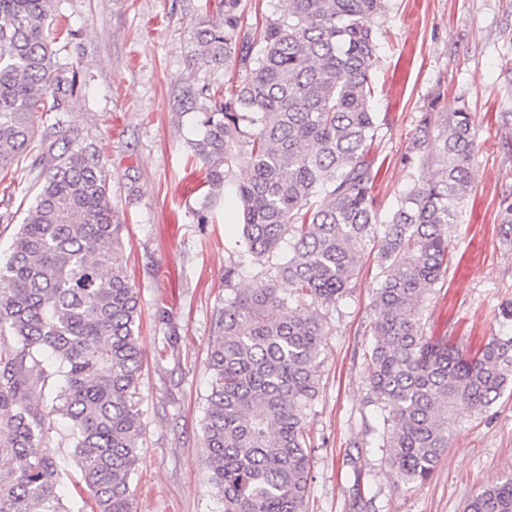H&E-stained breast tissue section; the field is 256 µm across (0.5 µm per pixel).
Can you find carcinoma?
<instances>
[{
  "instance_id": "carcinoma-1",
  "label": "carcinoma",
  "mask_w": 512,
  "mask_h": 512,
  "mask_svg": "<svg viewBox=\"0 0 512 512\" xmlns=\"http://www.w3.org/2000/svg\"><path fill=\"white\" fill-rule=\"evenodd\" d=\"M241 2L220 0L219 20L195 33L197 60L233 62L238 77L220 96L201 89L194 152L210 164L213 188L223 166L250 170L237 189L246 261L224 266L208 359L210 482L224 512H305L319 309L347 293L372 250L369 403L384 412L380 447L398 478L423 483L448 448L457 408L484 411L512 384L511 332L470 357L422 324L448 271V225L471 190L469 112H446L432 96L403 156L416 176L382 220L368 153L383 126L372 71L387 0H277L256 38L242 32ZM52 21V0H0V171L32 150L34 114L65 111L77 90L48 39ZM109 191L95 154L68 149L0 260V512H72L52 452L63 443L94 512H133L145 431L140 304ZM247 269L253 285L239 288ZM58 417L71 424L63 443ZM464 512H512V473L483 486Z\"/></svg>"
}]
</instances>
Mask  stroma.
Instances as JSON below:
<instances>
[{
  "label": "stroma",
  "instance_id": "1",
  "mask_svg": "<svg viewBox=\"0 0 512 512\" xmlns=\"http://www.w3.org/2000/svg\"><path fill=\"white\" fill-rule=\"evenodd\" d=\"M205 0H55L49 38L78 75L60 117L37 115V145L0 171V256H5L44 173L67 146L99 156L110 206L123 227L127 273L140 302L143 370L137 400L146 424L134 512H222L209 481L201 421L207 356L224 305V266L242 230L230 170L208 223L197 221L207 166L195 155V99L229 87L234 68L195 59ZM374 109L383 138L369 153L374 194L388 214L410 185L402 157L431 94L442 109L468 103L478 152L472 188L448 227L453 259L423 311L424 330L463 352L498 333L512 302V0H389L378 20ZM365 259L355 288L326 308L311 438L306 512H462L480 487L512 473V385L485 412L455 415L449 446L422 483L398 481L380 446V410L362 367L371 343L372 287Z\"/></svg>",
  "mask_w": 512,
  "mask_h": 512
}]
</instances>
